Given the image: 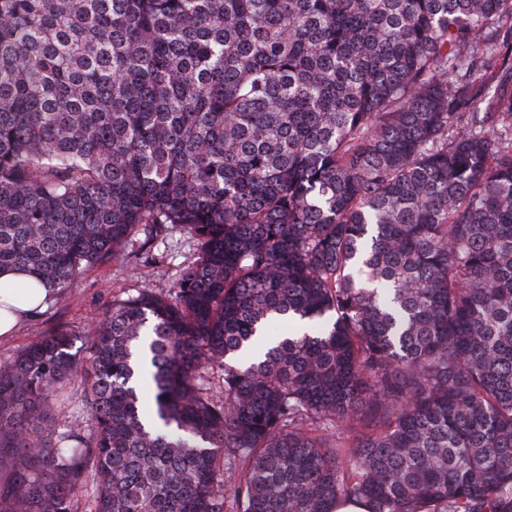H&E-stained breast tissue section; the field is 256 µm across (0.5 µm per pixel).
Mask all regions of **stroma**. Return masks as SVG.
<instances>
[{"label":"stroma","instance_id":"35a3bbf8","mask_svg":"<svg viewBox=\"0 0 512 512\" xmlns=\"http://www.w3.org/2000/svg\"><path fill=\"white\" fill-rule=\"evenodd\" d=\"M148 258L153 261L149 267L144 264ZM196 258V250L181 233L150 244L143 235H135L118 260L87 269L62 299L26 319L14 336L1 340L0 360L11 358L25 344L57 328L82 336L93 318L140 291L167 295L180 271Z\"/></svg>","mask_w":512,"mask_h":512}]
</instances>
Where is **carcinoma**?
Returning a JSON list of instances; mask_svg holds the SVG:
<instances>
[{
  "label": "carcinoma",
  "instance_id": "1",
  "mask_svg": "<svg viewBox=\"0 0 512 512\" xmlns=\"http://www.w3.org/2000/svg\"><path fill=\"white\" fill-rule=\"evenodd\" d=\"M504 32L512 0H0V270L59 300L139 232L198 250L0 362V512H224L238 471L236 512H512Z\"/></svg>",
  "mask_w": 512,
  "mask_h": 512
}]
</instances>
